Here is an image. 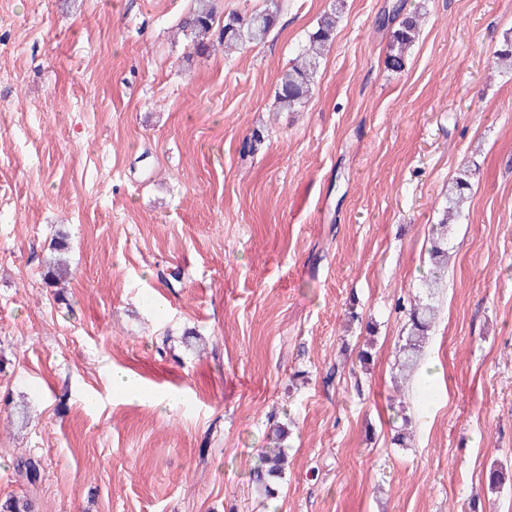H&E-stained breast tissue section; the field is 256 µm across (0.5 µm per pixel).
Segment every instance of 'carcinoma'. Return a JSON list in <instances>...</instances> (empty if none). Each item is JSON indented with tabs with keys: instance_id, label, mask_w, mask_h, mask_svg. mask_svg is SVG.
<instances>
[{
	"instance_id": "1",
	"label": "carcinoma",
	"mask_w": 512,
	"mask_h": 512,
	"mask_svg": "<svg viewBox=\"0 0 512 512\" xmlns=\"http://www.w3.org/2000/svg\"><path fill=\"white\" fill-rule=\"evenodd\" d=\"M284 7L282 0H268L267 4L254 10L246 18L235 13L220 18L216 13L215 0H193L189 14L181 21V31L192 38L196 49L201 52L209 49V40L213 36L224 46V51L229 52L242 46L263 43L272 30L277 15ZM343 9L344 0H335L333 7L320 17L317 29L300 47L293 62L281 72L276 91L279 108L295 112L307 101L320 60L331 46ZM421 19L422 15L418 12L407 15L392 31L390 52L386 58L389 70L395 73L404 71L408 52L419 34ZM493 63L500 72L512 74L511 38L506 39L503 46L495 52ZM470 189L469 170L464 167L448 183L441 227L446 228L462 217ZM67 249L68 243L63 235L52 245L56 256L49 262L45 277L54 285L64 281L69 274L66 260L63 258ZM430 259L433 272L419 284V294L415 296L408 312L407 333L402 337L398 350L396 378L402 382L419 372L424 349L435 327L437 310L434 300L443 285L442 278L448 266L446 237L440 236L432 241ZM285 459L286 453L283 448H266L252 470V481L268 498L275 495V480L284 475ZM17 471L31 485L39 481L40 464L30 457L19 458Z\"/></svg>"
}]
</instances>
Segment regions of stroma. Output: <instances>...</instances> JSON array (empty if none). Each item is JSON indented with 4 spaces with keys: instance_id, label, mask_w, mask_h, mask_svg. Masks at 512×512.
<instances>
[{
    "instance_id": "35a3bbf8",
    "label": "stroma",
    "mask_w": 512,
    "mask_h": 512,
    "mask_svg": "<svg viewBox=\"0 0 512 512\" xmlns=\"http://www.w3.org/2000/svg\"><path fill=\"white\" fill-rule=\"evenodd\" d=\"M332 3L288 0L264 43L202 55L177 31L192 0H0V504L512 512L486 481L512 478V75L492 62L512 0H345L311 97L280 111ZM396 5L424 15L398 74L379 24ZM465 166L422 411L394 363ZM117 369L148 396L114 391ZM278 423L265 499L250 472ZM470 189L469 170L465 166L460 169L452 181L448 183V193L445 198L446 203L439 224L441 228L447 229L448 224H455L454 222L462 217L468 203V191H470ZM68 249V243L66 237L61 235L55 240L52 245V250L57 255L53 261L49 262L48 270L45 273L46 279L54 285L64 281L68 274V266L66 260L62 257ZM275 439L277 447L265 448L259 456L258 464L252 470V481L256 487L268 498H273L276 489L273 487L275 480L284 475L286 453L280 443L287 437L288 432L283 425H276Z\"/></svg>"
}]
</instances>
